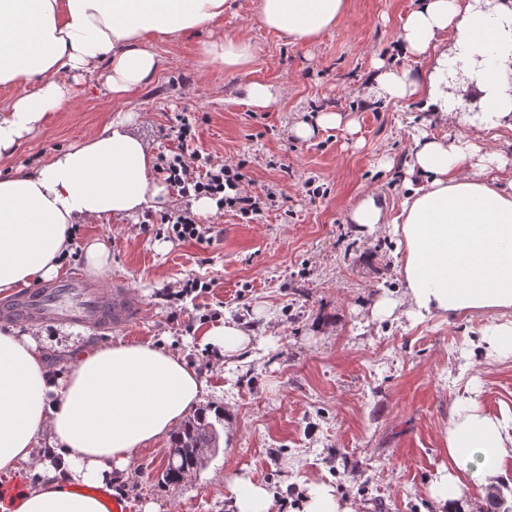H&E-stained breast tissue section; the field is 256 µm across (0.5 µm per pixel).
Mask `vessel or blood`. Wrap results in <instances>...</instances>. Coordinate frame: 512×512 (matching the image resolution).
I'll use <instances>...</instances> for the list:
<instances>
[{"label": "vessel or blood", "instance_id": "obj_1", "mask_svg": "<svg viewBox=\"0 0 512 512\" xmlns=\"http://www.w3.org/2000/svg\"><path fill=\"white\" fill-rule=\"evenodd\" d=\"M124 283L105 286L73 274L23 288L0 300V318L30 325L63 324L108 332L141 315Z\"/></svg>", "mask_w": 512, "mask_h": 512}]
</instances>
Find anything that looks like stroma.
I'll use <instances>...</instances> for the list:
<instances>
[{
	"mask_svg": "<svg viewBox=\"0 0 512 512\" xmlns=\"http://www.w3.org/2000/svg\"><path fill=\"white\" fill-rule=\"evenodd\" d=\"M413 0H348L343 19L317 41L291 44L263 28L255 0H233L206 29L156 41L159 67L144 89L113 96L100 71L78 84L73 109L51 112L0 169L29 167L103 130L120 112L129 129L170 156L181 147L177 115L188 116L190 149L241 164L245 191L275 187V201L249 218L210 210L199 221L206 242L170 238L161 213L194 207L166 189L159 209L79 224L62 273L84 274L82 246L102 239L112 261L102 283L125 281L144 305L141 317L102 335L85 328L1 322L32 337L53 378L100 344L152 342L184 356L204 383L198 407L225 423L226 436L204 468L164 479L170 438L140 449L133 466L113 471L109 487L133 512H233L227 482L244 477L273 493L270 512L299 507L312 483L355 500L359 512H440L434 482L448 472L445 432L460 400L495 418L512 416V352L489 350L483 336L512 326V308L409 316L398 273L403 248L389 225L400 211L406 163L419 127L441 139L503 153L512 178V137L491 139L472 124L426 123L413 99L375 102L367 81L377 64L425 73L403 57L398 33ZM248 31L257 47L245 69L201 70V42ZM257 82L280 93L276 105L245 101ZM322 112L351 127H292ZM386 204L387 223L357 234L349 213L364 194ZM201 278L209 292L175 298ZM392 314L374 316L382 300ZM250 342L225 362L206 332L225 318Z\"/></svg>",
	"mask_w": 512,
	"mask_h": 512,
	"instance_id": "1",
	"label": "stroma"
}]
</instances>
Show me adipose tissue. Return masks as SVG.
<instances>
[{
	"mask_svg": "<svg viewBox=\"0 0 512 512\" xmlns=\"http://www.w3.org/2000/svg\"><path fill=\"white\" fill-rule=\"evenodd\" d=\"M348 0H256L269 31L311 43L334 28ZM232 0H0V87L14 95L0 113V157L47 113L67 108L84 74L107 63V86L123 95L157 69V38L205 28ZM404 56L427 61L425 77L378 67L368 92L413 98L441 121L512 132V0H418L399 34ZM203 66L239 69L255 58L244 33L202 44ZM117 115L100 133L32 168L0 174V291L54 276L75 225L156 207L163 189L155 158ZM500 154L420 131L407 162V194L394 235L399 274L414 315L512 307V180L495 186ZM202 383L181 356L152 343H112L80 355L65 379L48 374L37 344L0 332V474L34 466L37 488L0 500V512H105L76 484L101 487L133 464L140 448L168 435L201 399ZM48 437L54 460L34 463ZM451 472L435 498L453 512L462 476L483 452L481 479L498 488L512 432L477 407L456 410L445 434Z\"/></svg>",
	"mask_w": 512,
	"mask_h": 512,
	"instance_id": "ef3b65f1",
	"label": "adipose tissue"
}]
</instances>
